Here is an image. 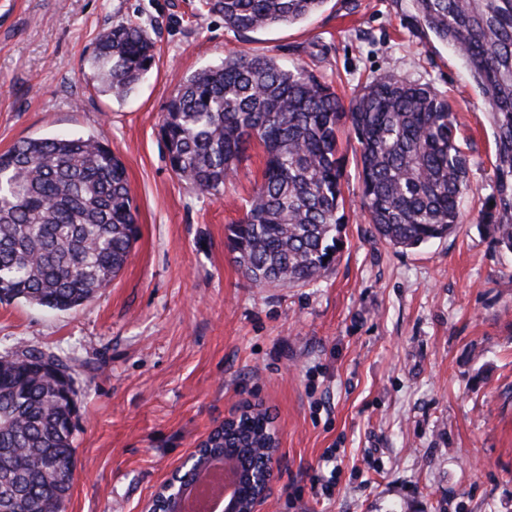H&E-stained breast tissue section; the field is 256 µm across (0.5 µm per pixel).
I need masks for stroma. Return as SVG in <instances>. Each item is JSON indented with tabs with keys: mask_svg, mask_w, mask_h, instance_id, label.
Here are the masks:
<instances>
[{
	"mask_svg": "<svg viewBox=\"0 0 512 512\" xmlns=\"http://www.w3.org/2000/svg\"><path fill=\"white\" fill-rule=\"evenodd\" d=\"M156 63L122 100L91 58L118 22ZM244 50L304 63L343 100L389 71L448 99L469 158L463 222L399 250L361 211L359 146L340 138L350 205L335 266L305 288H258L226 246L265 155L223 197L170 168L161 133L184 80ZM94 137L124 163L139 235L111 286L52 310L0 303V356L77 361L76 469L65 512H140L237 407L268 409L279 462L259 512H512V252L478 212L497 195L494 128L469 67L410 0H327L292 25L238 33L203 0H0V153ZM335 451L336 485L317 495Z\"/></svg>",
	"mask_w": 512,
	"mask_h": 512,
	"instance_id": "obj_1",
	"label": "stroma"
}]
</instances>
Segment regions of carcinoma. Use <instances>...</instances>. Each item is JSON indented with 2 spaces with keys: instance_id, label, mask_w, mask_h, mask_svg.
Returning a JSON list of instances; mask_svg holds the SVG:
<instances>
[{
  "instance_id": "carcinoma-1",
  "label": "carcinoma",
  "mask_w": 512,
  "mask_h": 512,
  "mask_svg": "<svg viewBox=\"0 0 512 512\" xmlns=\"http://www.w3.org/2000/svg\"><path fill=\"white\" fill-rule=\"evenodd\" d=\"M325 0H206L250 32L301 22ZM416 22L469 64L494 125L498 194L480 211L512 252V0H414ZM140 27L119 22L92 58L102 91L126 97L155 64ZM360 147L363 208L379 240L412 249L455 231L470 190L448 99L379 73L345 103L303 65L231 53L194 73L169 101L162 132L172 170L217 196L252 145L262 180L228 247L256 286L305 287L335 264L347 223L342 131ZM123 162L93 137L30 138L0 154V303L76 308L107 288L136 240ZM76 364L27 348L0 356V512H64L76 468ZM274 443L267 411L249 406L205 447L235 448L256 468Z\"/></svg>"
}]
</instances>
